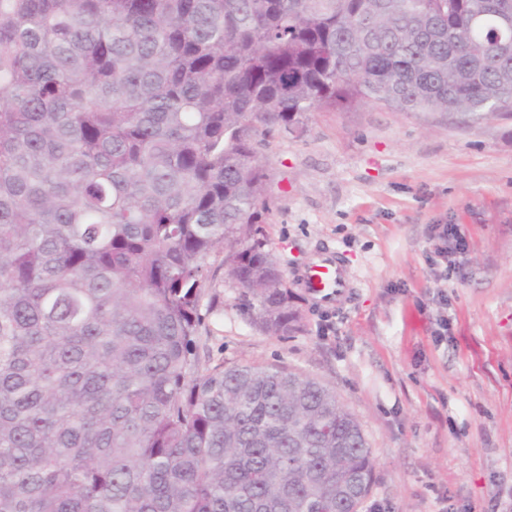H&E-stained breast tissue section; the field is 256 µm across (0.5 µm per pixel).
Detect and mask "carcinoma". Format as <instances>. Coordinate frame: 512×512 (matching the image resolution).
<instances>
[{
	"label": "carcinoma",
	"mask_w": 512,
	"mask_h": 512,
	"mask_svg": "<svg viewBox=\"0 0 512 512\" xmlns=\"http://www.w3.org/2000/svg\"><path fill=\"white\" fill-rule=\"evenodd\" d=\"M360 103L512 112V0H0V512H358L335 390L196 335L218 246L302 331L258 127Z\"/></svg>",
	"instance_id": "cac0c4a2"
}]
</instances>
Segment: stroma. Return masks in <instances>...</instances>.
I'll use <instances>...</instances> for the list:
<instances>
[{"label":"stroma","instance_id":"1","mask_svg":"<svg viewBox=\"0 0 512 512\" xmlns=\"http://www.w3.org/2000/svg\"><path fill=\"white\" fill-rule=\"evenodd\" d=\"M257 151L267 248L304 328L255 326L216 250L202 368L275 364L333 387L374 459L361 512H512V115L339 106L299 135L259 131ZM442 224L466 240L444 260ZM325 248L358 278L328 306L298 283Z\"/></svg>","mask_w":512,"mask_h":512}]
</instances>
